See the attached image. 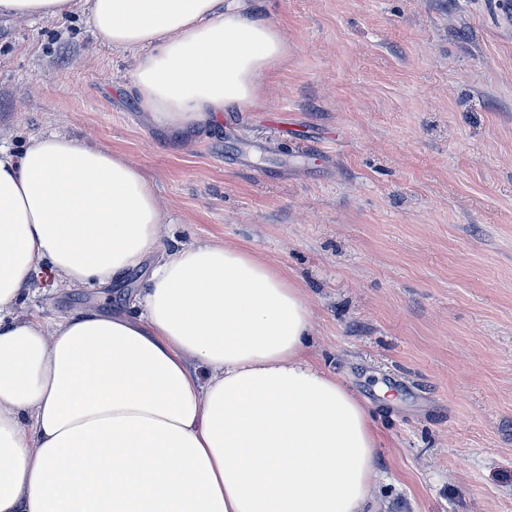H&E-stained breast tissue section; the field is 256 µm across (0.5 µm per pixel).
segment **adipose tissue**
I'll return each mask as SVG.
<instances>
[{"label":"adipose tissue","mask_w":512,"mask_h":512,"mask_svg":"<svg viewBox=\"0 0 512 512\" xmlns=\"http://www.w3.org/2000/svg\"><path fill=\"white\" fill-rule=\"evenodd\" d=\"M77 10L137 51L139 105L172 129L264 106L288 57L252 0H0L18 21ZM171 222L120 151L59 130L0 145V512H381L379 433L317 364L304 288L242 246L163 247ZM43 268L146 286L39 319Z\"/></svg>","instance_id":"adipose-tissue-1"}]
</instances>
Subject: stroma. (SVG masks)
Returning <instances> with one entry per match:
<instances>
[{
	"mask_svg": "<svg viewBox=\"0 0 512 512\" xmlns=\"http://www.w3.org/2000/svg\"><path fill=\"white\" fill-rule=\"evenodd\" d=\"M493 3L254 0L289 45L271 97L187 133L140 110L132 53L81 14L0 16L13 149L59 128L118 149L173 240L238 244L305 288L320 366L380 427L385 512H512V33ZM33 286L41 318L125 291Z\"/></svg>",
	"mask_w": 512,
	"mask_h": 512,
	"instance_id": "35a3bbf8",
	"label": "stroma"
}]
</instances>
